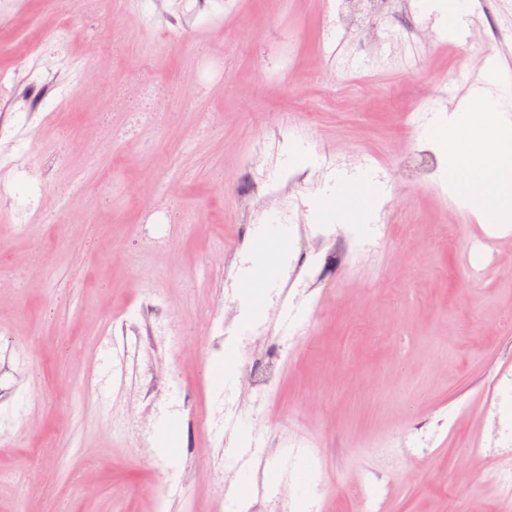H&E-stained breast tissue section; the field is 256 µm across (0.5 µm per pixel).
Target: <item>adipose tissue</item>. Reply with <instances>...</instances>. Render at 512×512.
Instances as JSON below:
<instances>
[{
	"instance_id": "ef3b65f1",
	"label": "adipose tissue",
	"mask_w": 512,
	"mask_h": 512,
	"mask_svg": "<svg viewBox=\"0 0 512 512\" xmlns=\"http://www.w3.org/2000/svg\"><path fill=\"white\" fill-rule=\"evenodd\" d=\"M486 97L443 117L437 135L448 142V169L460 194L493 224L512 223V122L491 111Z\"/></svg>"
}]
</instances>
